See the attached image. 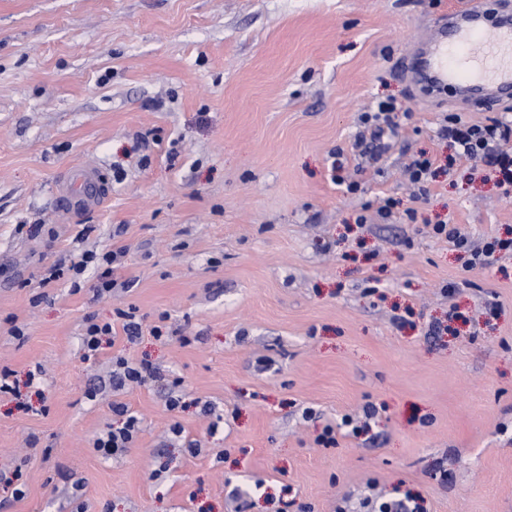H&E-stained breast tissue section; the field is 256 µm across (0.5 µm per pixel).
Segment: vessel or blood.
Returning <instances> with one entry per match:
<instances>
[{
    "label": "vessel or blood",
    "instance_id": "b4317fda",
    "mask_svg": "<svg viewBox=\"0 0 512 512\" xmlns=\"http://www.w3.org/2000/svg\"><path fill=\"white\" fill-rule=\"evenodd\" d=\"M399 66L422 93L445 88L461 105L496 109L512 93V11L504 0H467L437 14L400 54ZM104 192V175L90 159L56 182L57 201L69 210L98 206Z\"/></svg>",
    "mask_w": 512,
    "mask_h": 512
}]
</instances>
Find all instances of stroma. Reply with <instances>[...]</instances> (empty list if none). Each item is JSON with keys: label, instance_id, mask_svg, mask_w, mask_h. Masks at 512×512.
Wrapping results in <instances>:
<instances>
[{"label": "stroma", "instance_id": "35a3bbf8", "mask_svg": "<svg viewBox=\"0 0 512 512\" xmlns=\"http://www.w3.org/2000/svg\"><path fill=\"white\" fill-rule=\"evenodd\" d=\"M463 2L0 0V368L33 406L0 397V476L24 492L0 512H337L376 488L419 512H512V254L468 271L430 233L512 237V198L436 136L446 113L488 111L420 102L395 65ZM388 98L408 116L374 162L361 115ZM419 151L453 170L414 200ZM88 157L109 194L61 211L55 182ZM381 197L401 210L380 218ZM120 249L129 291L96 294L92 265L38 284ZM131 306L132 344L115 314ZM117 357L158 373L106 387ZM116 403L139 431L105 457Z\"/></svg>", "mask_w": 512, "mask_h": 512}]
</instances>
